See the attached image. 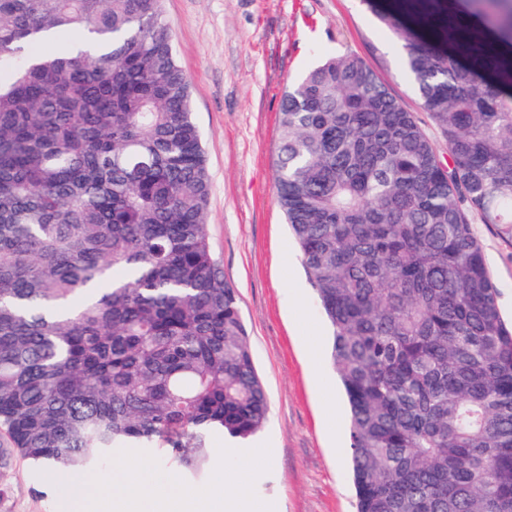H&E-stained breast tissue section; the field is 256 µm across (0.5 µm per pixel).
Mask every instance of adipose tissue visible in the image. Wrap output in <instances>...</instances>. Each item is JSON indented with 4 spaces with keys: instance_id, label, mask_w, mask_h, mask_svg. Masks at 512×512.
I'll return each mask as SVG.
<instances>
[{
    "instance_id": "obj_1",
    "label": "adipose tissue",
    "mask_w": 512,
    "mask_h": 512,
    "mask_svg": "<svg viewBox=\"0 0 512 512\" xmlns=\"http://www.w3.org/2000/svg\"><path fill=\"white\" fill-rule=\"evenodd\" d=\"M259 459V453L254 451L241 458L234 474L238 488L234 495L218 484L189 489L173 479L162 488H155L144 480V465L136 459L113 474L112 482L120 490L108 497L102 495L91 478L73 475L69 478L65 512H265L263 504L240 493Z\"/></svg>"
}]
</instances>
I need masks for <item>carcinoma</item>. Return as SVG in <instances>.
Wrapping results in <instances>:
<instances>
[{
	"label": "carcinoma",
	"mask_w": 512,
	"mask_h": 512,
	"mask_svg": "<svg viewBox=\"0 0 512 512\" xmlns=\"http://www.w3.org/2000/svg\"><path fill=\"white\" fill-rule=\"evenodd\" d=\"M443 162L355 54L283 95L277 202L332 329L357 512H512V0H368ZM76 30L68 44L57 36ZM161 0H0V427L35 465L195 477L267 422ZM488 265L499 288L498 304L505 319L512 320V238L493 225L473 224Z\"/></svg>",
	"instance_id": "1"
}]
</instances>
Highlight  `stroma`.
Listing matches in <instances>:
<instances>
[{
  "label": "stroma",
  "mask_w": 512,
  "mask_h": 512,
  "mask_svg": "<svg viewBox=\"0 0 512 512\" xmlns=\"http://www.w3.org/2000/svg\"><path fill=\"white\" fill-rule=\"evenodd\" d=\"M162 17L191 86L207 153V232L224 280L238 294L254 361L269 397L265 428L245 440L214 437L224 449L211 471L233 470L241 451L262 449L247 494L269 512H357L345 404L329 360L331 328L276 199L279 113L288 86L329 55L353 53L378 75L434 143L448 150L420 106L403 50L365 0H162ZM512 320V238L475 224ZM189 488L210 484L146 448H120L95 471L104 490L124 460ZM66 480L45 482L0 431V512H61Z\"/></svg>",
  "instance_id": "obj_1"
}]
</instances>
